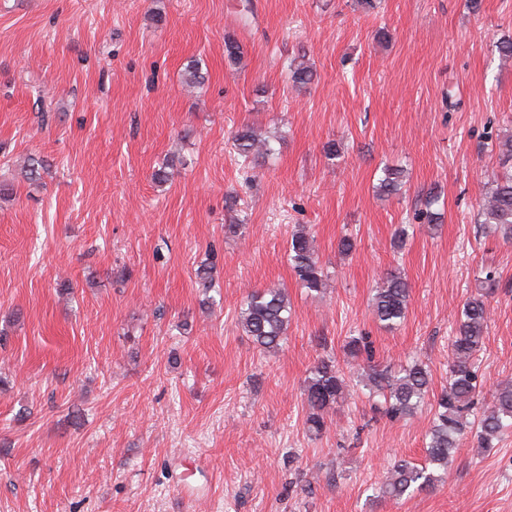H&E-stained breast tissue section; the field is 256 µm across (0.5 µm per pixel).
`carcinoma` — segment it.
<instances>
[{
    "instance_id": "carcinoma-1",
    "label": "carcinoma",
    "mask_w": 512,
    "mask_h": 512,
    "mask_svg": "<svg viewBox=\"0 0 512 512\" xmlns=\"http://www.w3.org/2000/svg\"><path fill=\"white\" fill-rule=\"evenodd\" d=\"M227 60L235 65L243 56L241 44L232 36L224 38ZM237 153L246 158L268 160L275 155L270 141L257 134L252 126H244L234 136ZM404 170L387 166L382 170L379 189L386 195L397 194L404 186ZM482 223L488 224L504 239L512 238V174L497 176L490 191L479 204ZM292 270L301 287L310 293H322L328 275L314 249L313 239L304 227L292 233L288 241ZM409 285L399 273H388L374 288L370 307L375 319L386 329H393L405 318ZM292 306L288 292L277 286L254 290L244 299L240 324L252 344L260 350L280 348L291 321ZM490 321L488 297L468 299L456 321L448 355V386L430 397L431 373L420 360L395 370L371 362L372 354L366 338L352 337L345 345L353 359L365 357L351 379L335 360L323 358L309 371L304 389V424L307 431L321 434L326 428V415L339 401L358 386L370 397L380 399L384 412L392 419L409 418L430 407L426 458L422 464L405 459L396 461L377 485L381 498L404 500L417 492L430 490L441 480L439 470H448L449 458L469 428L467 416L480 393L476 356L481 350ZM512 431V384L496 389L492 401L477 418L476 437L481 448L493 447L494 441Z\"/></svg>"
}]
</instances>
